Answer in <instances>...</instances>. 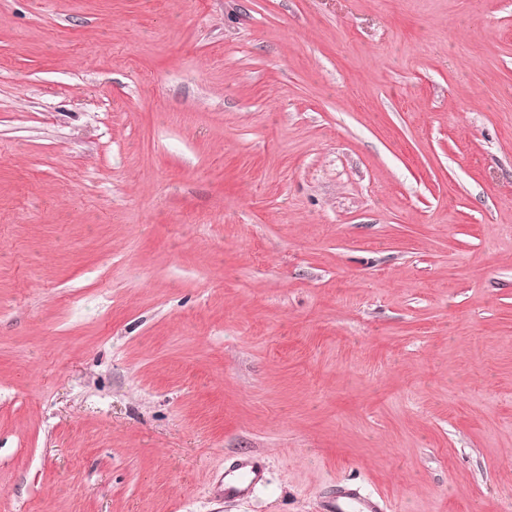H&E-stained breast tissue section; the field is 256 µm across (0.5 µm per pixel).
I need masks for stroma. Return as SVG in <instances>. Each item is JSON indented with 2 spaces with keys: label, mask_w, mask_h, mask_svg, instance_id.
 I'll use <instances>...</instances> for the list:
<instances>
[{
  "label": "stroma",
  "mask_w": 512,
  "mask_h": 512,
  "mask_svg": "<svg viewBox=\"0 0 512 512\" xmlns=\"http://www.w3.org/2000/svg\"><path fill=\"white\" fill-rule=\"evenodd\" d=\"M343 483L512 512V0H0V512ZM265 469L256 461H241L224 470V498L238 499L249 496L264 482Z\"/></svg>",
  "instance_id": "1"
}]
</instances>
